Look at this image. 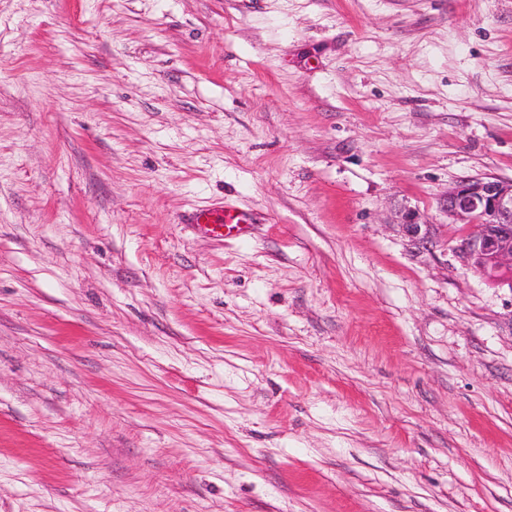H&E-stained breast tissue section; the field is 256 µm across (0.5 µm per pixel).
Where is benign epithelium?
Returning <instances> with one entry per match:
<instances>
[{"label": "benign epithelium", "mask_w": 512, "mask_h": 512, "mask_svg": "<svg viewBox=\"0 0 512 512\" xmlns=\"http://www.w3.org/2000/svg\"><path fill=\"white\" fill-rule=\"evenodd\" d=\"M448 216L466 226L457 251L469 269L512 288V181L472 177L457 181L443 199ZM410 241L427 239L413 213L403 216Z\"/></svg>", "instance_id": "obj_1"}]
</instances>
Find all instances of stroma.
<instances>
[{"mask_svg":"<svg viewBox=\"0 0 512 512\" xmlns=\"http://www.w3.org/2000/svg\"><path fill=\"white\" fill-rule=\"evenodd\" d=\"M485 176L512 0H0V512H512ZM443 208L466 226L457 251L469 269L512 288V180H459L448 188ZM185 222L193 224L212 237L222 239L230 235L240 224H247L248 219L234 210L217 207L197 210L186 216Z\"/></svg>","mask_w":512,"mask_h":512,"instance_id":"stroma-1","label":"stroma"}]
</instances>
